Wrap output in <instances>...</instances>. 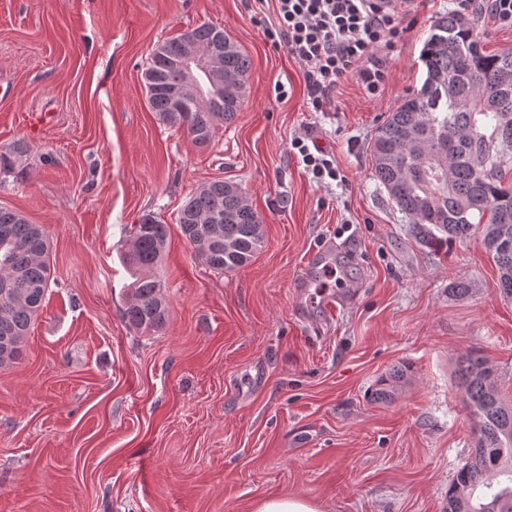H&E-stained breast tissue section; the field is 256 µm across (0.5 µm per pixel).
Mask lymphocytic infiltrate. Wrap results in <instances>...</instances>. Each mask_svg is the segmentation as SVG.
Wrapping results in <instances>:
<instances>
[{"label":"lymphocytic infiltrate","instance_id":"1","mask_svg":"<svg viewBox=\"0 0 512 512\" xmlns=\"http://www.w3.org/2000/svg\"><path fill=\"white\" fill-rule=\"evenodd\" d=\"M276 27L302 67L310 111H326L340 80L355 75L369 97L389 77L388 56L411 25L388 0H275Z\"/></svg>","mask_w":512,"mask_h":512}]
</instances>
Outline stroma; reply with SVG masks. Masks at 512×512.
I'll return each mask as SVG.
<instances>
[{
  "instance_id": "stroma-1",
  "label": "stroma",
  "mask_w": 512,
  "mask_h": 512,
  "mask_svg": "<svg viewBox=\"0 0 512 512\" xmlns=\"http://www.w3.org/2000/svg\"><path fill=\"white\" fill-rule=\"evenodd\" d=\"M273 0H0V206L40 225L51 283L0 367V512H255L292 496L320 512H443L474 443L457 387L486 356L512 400V299L478 239L423 243L376 180L370 143L425 78L420 51L454 0H419L391 76L369 98L354 76L312 112L301 66L265 34ZM202 24L250 57L247 98L210 145L151 112L152 49ZM286 94L278 96L275 87ZM317 142L340 180H312L294 139ZM237 184L265 245L219 276L180 232L191 191ZM170 229L155 271L170 319L123 318L131 225ZM326 241L351 301L334 315L294 284ZM465 281L469 291L453 290ZM407 367L394 401L376 380Z\"/></svg>"
}]
</instances>
